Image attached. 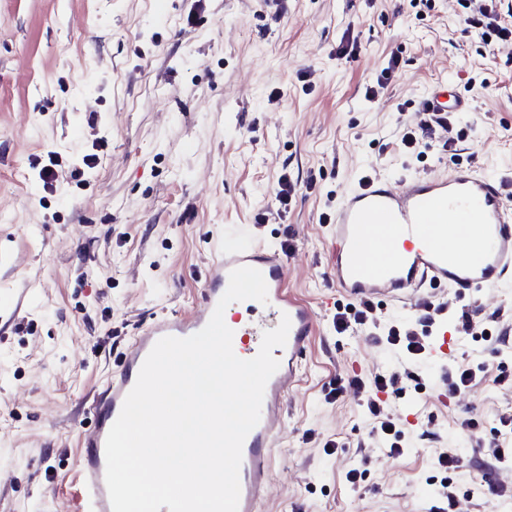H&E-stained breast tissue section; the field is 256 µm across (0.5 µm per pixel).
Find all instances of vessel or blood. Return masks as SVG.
Here are the masks:
<instances>
[{
	"instance_id": "1",
	"label": "vessel or blood",
	"mask_w": 512,
	"mask_h": 512,
	"mask_svg": "<svg viewBox=\"0 0 512 512\" xmlns=\"http://www.w3.org/2000/svg\"><path fill=\"white\" fill-rule=\"evenodd\" d=\"M328 223L329 266L337 290L355 302L387 300L410 308L431 300L441 288L466 295L512 284V204L501 179L471 165L399 184L377 174L364 176L344 192ZM214 250L201 289V310L166 313L146 323L91 404L94 427L82 443L76 472L82 512H112L105 442L152 347L162 337L184 338L200 331L226 292L231 271L243 266L261 272L268 301L238 302L227 318L235 353H258L263 310L290 319L285 346L272 351L280 367L266 385L260 422L242 447L239 512H261L283 400L316 330V315L289 292L285 263L276 250L238 236L216 241Z\"/></svg>"
}]
</instances>
